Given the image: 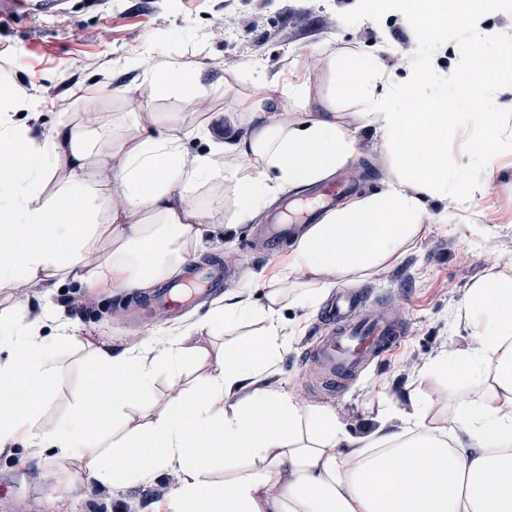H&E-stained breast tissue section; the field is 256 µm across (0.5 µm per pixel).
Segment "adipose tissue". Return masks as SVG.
Listing matches in <instances>:
<instances>
[{
  "label": "adipose tissue",
  "instance_id": "ef3b65f1",
  "mask_svg": "<svg viewBox=\"0 0 512 512\" xmlns=\"http://www.w3.org/2000/svg\"><path fill=\"white\" fill-rule=\"evenodd\" d=\"M151 78L158 93L189 98L200 84L199 72L168 59L155 64ZM381 79L373 57L352 59L343 74L383 129L400 186L309 226L294 246L298 268L339 276L374 269L419 233L423 194L448 192L441 158L459 113L444 98L425 100L418 112L394 107L378 91ZM281 100L278 89L261 86L249 99L250 132L189 158L184 140L210 137L208 126L174 133L172 116L156 112L135 120L127 140L115 138L111 117L102 115L91 126L59 123L48 140L34 141L9 121L11 101L1 89L0 155L12 164L0 175V288L98 279L103 271L92 249L107 239L113 288L153 291L183 275L204 224L224 210L203 206L199 190L230 195L232 219L243 223L280 184L318 181L349 162L356 141L337 125L335 110L272 121ZM226 154L236 167L225 168ZM407 182L418 192L404 190ZM116 191L121 204L103 207V197ZM463 311L469 345L427 371L483 382L481 394L439 423L419 409L402 432L369 448L347 447L334 410L301 404L286 391L260 388L245 407L225 408L232 387L259 378L286 345L273 308L235 306L148 337L147 361L133 351L99 352L95 395L79 391L75 409L48 429L40 426L46 385L60 374L59 350L76 335L62 327L44 336L36 323L1 319L0 449L47 448L61 462L89 458L90 477L107 487L143 483L178 464L179 512H512V277L493 272L473 284ZM248 318L263 322L260 337L212 357L188 345L203 332H233ZM192 355L209 361V370L192 390L174 389L152 405L159 373L178 379ZM131 399L141 402L147 421L109 434L106 422L122 418ZM219 464L220 486L208 478Z\"/></svg>",
  "mask_w": 512,
  "mask_h": 512
}]
</instances>
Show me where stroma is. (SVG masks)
<instances>
[{
    "label": "stroma",
    "instance_id": "1",
    "mask_svg": "<svg viewBox=\"0 0 512 512\" xmlns=\"http://www.w3.org/2000/svg\"><path fill=\"white\" fill-rule=\"evenodd\" d=\"M259 1L264 4L259 23L245 26ZM354 6L355 0H100L89 7L68 0L61 10L0 22V73L9 83L30 84L29 100L14 111L38 140L60 120L81 121L91 112L111 114L116 133H126L134 113L145 106L180 114L188 123H206L211 113L223 111L226 93L245 98L261 83L281 89L307 82L313 110L335 108L337 122L357 141L351 164L369 167L356 191L361 198L389 190L388 147L361 99L335 82L334 74L351 56H375L388 82L406 81L408 67L395 62L401 52L396 33L410 25L397 12L378 22L345 25L339 15ZM162 57L201 71L200 96L209 103L207 111L180 95L156 94L149 72ZM424 205L427 218L419 235L376 270L343 278L306 271L291 277L289 295L278 305L287 315L286 349L261 380L237 384L227 405L247 404L261 383L288 389L301 403L336 410L353 447L401 430L404 413L417 404L431 403L435 419L447 418L465 384L426 374L425 368L448 348L468 345L471 329L463 303L469 288L492 268L512 272V154L499 155L485 168L467 202L428 194ZM444 240L453 241L452 250L441 249ZM193 251L198 265L227 251L236 252L239 261L221 297L176 319H132L140 295L106 281L86 287L68 283L54 293L44 287L29 292L24 282L0 288V316L39 312L52 302L63 307L78 336L57 357L61 375L50 388L42 414L45 427L70 414L74 392L85 384L97 350L140 348L145 338L195 322L215 308L268 306V293L292 261L290 253L262 249L255 222L236 224L228 217L206 225ZM363 285L372 293L370 307L399 306L406 337L342 388L324 389L309 359L325 331L323 308L335 291ZM312 288L317 294L310 307L292 305L291 295ZM179 477L173 463L148 482L103 489L87 479L84 461L63 468L34 449L8 448L0 452V512L19 507L25 512H127L131 506L136 512H171L169 497H155L152 491L161 484L175 488Z\"/></svg>",
    "mask_w": 512,
    "mask_h": 512
}]
</instances>
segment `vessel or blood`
I'll return each instance as SVG.
<instances>
[{
    "label": "vessel or blood",
    "instance_id": "vessel-or-blood-1",
    "mask_svg": "<svg viewBox=\"0 0 512 512\" xmlns=\"http://www.w3.org/2000/svg\"><path fill=\"white\" fill-rule=\"evenodd\" d=\"M347 189V184L338 180L321 186L314 191V203L309 207L296 198L284 197L280 209L269 218L267 234L271 250H279L288 236L295 232L297 224L313 223L323 212L331 210ZM218 286V272L195 270L185 282L164 288L158 299L141 306L139 316L150 318L159 308L181 312L187 304L184 289H193L196 295L203 296ZM368 300L367 288L360 287L337 296L326 309L325 318L331 327L313 348L310 359L314 365L324 369L330 385L346 384L368 361L381 356L404 334L403 328L389 316L366 311Z\"/></svg>",
    "mask_w": 512,
    "mask_h": 512
}]
</instances>
